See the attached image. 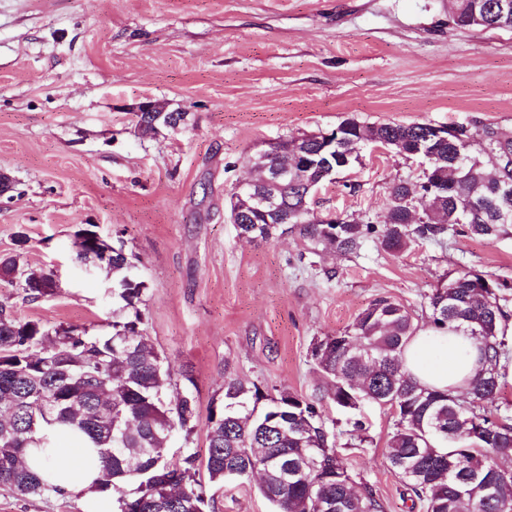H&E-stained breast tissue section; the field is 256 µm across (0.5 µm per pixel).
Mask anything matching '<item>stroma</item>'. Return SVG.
<instances>
[{
    "instance_id": "35a3bbf8",
    "label": "stroma",
    "mask_w": 512,
    "mask_h": 512,
    "mask_svg": "<svg viewBox=\"0 0 512 512\" xmlns=\"http://www.w3.org/2000/svg\"><path fill=\"white\" fill-rule=\"evenodd\" d=\"M186 113L152 138L135 132L143 98ZM364 124L461 125L481 156L483 129L512 137V31L458 29L449 0H0V258L53 274L37 301L0 281L22 320L91 334L112 321V278L76 257V233L121 237L147 283L146 333L166 356L171 391L201 419L175 435V458L207 453L211 409L232 377L314 401L356 491L384 512H411L385 459L391 409L364 407L367 432L326 396L311 356L377 296L430 326L427 297L465 270L508 284L502 339L512 353V226L493 239L457 224L397 253L376 238L343 254L294 225L242 239L225 199L252 175L265 142ZM361 161L309 202L311 211L382 224L394 182L417 159L365 145ZM25 248H17L18 235ZM214 512H273L255 480L207 486ZM92 497L0 494V512H99Z\"/></svg>"
}]
</instances>
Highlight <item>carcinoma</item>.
<instances>
[{
  "label": "carcinoma",
  "instance_id": "obj_1",
  "mask_svg": "<svg viewBox=\"0 0 512 512\" xmlns=\"http://www.w3.org/2000/svg\"><path fill=\"white\" fill-rule=\"evenodd\" d=\"M452 20L469 28L474 0H450ZM420 123L367 125L353 122L348 147L386 139L408 148L423 133ZM484 153L495 175L471 155V142L444 148L439 166L454 172L457 155L465 164L458 178L426 222L396 207L384 224H321L307 212L296 216L300 235L340 252L352 253L373 235L390 252L412 238L439 240L448 226L465 224L469 232L490 239L512 225V196L498 192V182L512 183V139L483 131ZM305 188L281 189L288 212L302 207ZM277 224L257 219L241 224L239 234L268 239ZM109 242L88 241L77 258L89 253L112 274L111 330L90 335L73 325L53 328L15 318L0 304V490L44 499L60 491L25 463L30 448H47L45 432L62 428L97 449L102 474L96 492L104 499L126 494L130 512H209L196 458H169L172 436L184 439L198 425L195 399L168 392L169 366L144 328L141 310L146 282L133 273L137 257L116 247L104 259ZM44 272L21 268L13 259L0 262V279L23 288L36 300L51 288H31ZM504 284L467 271L428 296L433 329L463 330L484 357L470 380L466 401L454 388L422 386L404 368L402 354L418 326L401 303L374 298L345 332L316 339L312 357L327 380V397L340 410L361 411L367 402L394 411L395 429L386 459L412 502L424 512H512V470L497 458L512 457V419L494 414L485 402L504 377V343L499 335L507 315L501 305ZM269 401L256 412L255 404ZM208 450L204 467L211 484L261 475V494L276 512H382L371 490L355 493L338 450L329 443L313 401L281 392L264 394L256 385L224 381L222 410L207 418Z\"/></svg>",
  "mask_w": 512,
  "mask_h": 512
}]
</instances>
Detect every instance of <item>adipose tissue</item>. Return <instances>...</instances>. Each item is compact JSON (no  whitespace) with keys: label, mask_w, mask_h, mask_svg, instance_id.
I'll return each instance as SVG.
<instances>
[{"label":"adipose tissue","mask_w":512,"mask_h":512,"mask_svg":"<svg viewBox=\"0 0 512 512\" xmlns=\"http://www.w3.org/2000/svg\"><path fill=\"white\" fill-rule=\"evenodd\" d=\"M406 370L421 385L439 390L466 389L479 365L472 337L462 331L427 329L417 334L403 353ZM91 449L71 436H59L48 459L30 450L29 466L51 484L71 496L89 492L100 476L99 463L90 459Z\"/></svg>","instance_id":"ef3b65f1"}]
</instances>
